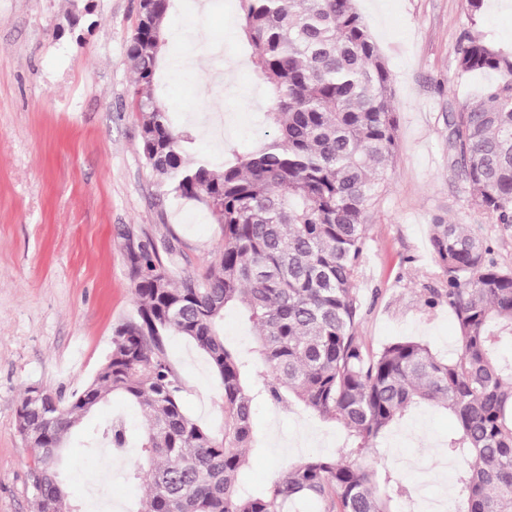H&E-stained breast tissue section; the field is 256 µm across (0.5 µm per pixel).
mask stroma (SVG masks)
Instances as JSON below:
<instances>
[{
    "instance_id": "stroma-1",
    "label": "stroma",
    "mask_w": 512,
    "mask_h": 512,
    "mask_svg": "<svg viewBox=\"0 0 512 512\" xmlns=\"http://www.w3.org/2000/svg\"><path fill=\"white\" fill-rule=\"evenodd\" d=\"M90 14L70 26L69 0H0V512H34L31 450L16 429L27 387L69 397L82 390L135 311L129 243L171 241L175 274L206 267L222 244L218 224L198 204L158 196L133 110L134 70L127 50L139 0H88ZM388 65L397 121L385 189L371 209L367 248L356 281L359 334L370 349L402 338L454 356L457 327L446 300L426 301L447 277L434 262L430 226L465 224L491 239L512 267V228L472 201L448 154V115L474 103L473 82L457 70L468 33L512 42V0H489L472 19L468 0H356ZM234 0H178L168 16L173 67L161 98L177 123L219 112L223 132L207 130L199 153L222 161L230 147L254 145L268 105L242 48ZM169 356L184 384L189 417L224 432V401L205 356L181 336ZM123 414L131 435L140 412L113 396L97 420ZM68 442L61 478L82 512H138L146 492L125 475L135 448L112 467L87 447L96 422ZM257 446L249 452L252 487L270 488L298 458L338 455V423L256 403ZM451 416L413 409L375 442L372 459L434 495L453 487L456 461L443 447Z\"/></svg>"
}]
</instances>
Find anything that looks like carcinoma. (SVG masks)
<instances>
[{"instance_id": "cac0c4a2", "label": "carcinoma", "mask_w": 512, "mask_h": 512, "mask_svg": "<svg viewBox=\"0 0 512 512\" xmlns=\"http://www.w3.org/2000/svg\"><path fill=\"white\" fill-rule=\"evenodd\" d=\"M174 2L144 4L128 47L143 155L161 194L204 204L223 243L203 272L180 279L154 244L130 249L136 312L114 331L94 378L68 400L25 390L16 421L24 444L34 443L36 512H79L62 485L61 454L117 393L144 419V464L127 472L128 481L147 482L138 512H281L301 501L319 512H397L410 485L363 458L420 406L458 420L445 440L464 462L458 512H512V361L499 357L512 346V269L465 225L433 224L430 246L459 328L456 355L438 357L411 339L373 351L358 336L355 281L394 157L396 118L390 72L355 0H237L251 63L270 91L267 130L258 149L232 148L234 160L221 164L189 159L194 131L175 125L156 97ZM457 67L499 76L483 101L449 115L448 152L474 202L512 226V50L468 34ZM230 308L256 337L248 357L224 338ZM169 336L206 355L224 396L222 436L185 414ZM258 399L342 424L341 457L306 455L269 491L246 490ZM91 445L130 447L124 418L99 424Z\"/></svg>"}]
</instances>
